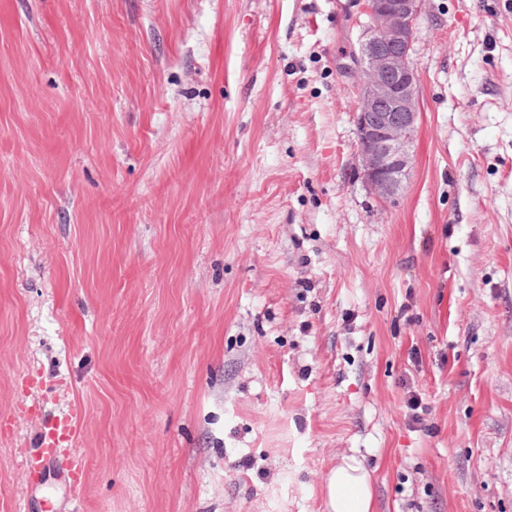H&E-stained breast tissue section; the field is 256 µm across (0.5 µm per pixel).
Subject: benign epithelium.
Wrapping results in <instances>:
<instances>
[{"instance_id": "7a95c632", "label": "benign epithelium", "mask_w": 512, "mask_h": 512, "mask_svg": "<svg viewBox=\"0 0 512 512\" xmlns=\"http://www.w3.org/2000/svg\"><path fill=\"white\" fill-rule=\"evenodd\" d=\"M426 0H364L354 112L360 175L380 202L395 200L411 168L419 119L414 32Z\"/></svg>"}]
</instances>
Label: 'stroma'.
<instances>
[{"label":"stroma","instance_id":"obj_1","mask_svg":"<svg viewBox=\"0 0 512 512\" xmlns=\"http://www.w3.org/2000/svg\"><path fill=\"white\" fill-rule=\"evenodd\" d=\"M360 8L0 0V512H512V0H426L387 204ZM74 435V426L71 420L58 422L52 432L44 436L42 447L46 455H52L54 448L58 445L60 440H71ZM327 512H372L369 471L354 455H343L325 478Z\"/></svg>","mask_w":512,"mask_h":512}]
</instances>
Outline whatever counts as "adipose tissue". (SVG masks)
I'll use <instances>...</instances> for the list:
<instances>
[{
	"instance_id": "ef3b65f1",
	"label": "adipose tissue",
	"mask_w": 512,
	"mask_h": 512,
	"mask_svg": "<svg viewBox=\"0 0 512 512\" xmlns=\"http://www.w3.org/2000/svg\"><path fill=\"white\" fill-rule=\"evenodd\" d=\"M325 494L327 512H372L371 475L356 456H341L329 470Z\"/></svg>"
}]
</instances>
